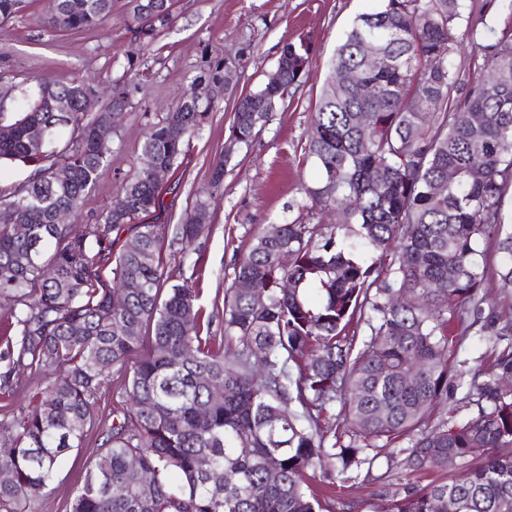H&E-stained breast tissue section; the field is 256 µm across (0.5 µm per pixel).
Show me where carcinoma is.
Masks as SVG:
<instances>
[{
    "instance_id": "obj_1",
    "label": "carcinoma",
    "mask_w": 512,
    "mask_h": 512,
    "mask_svg": "<svg viewBox=\"0 0 512 512\" xmlns=\"http://www.w3.org/2000/svg\"><path fill=\"white\" fill-rule=\"evenodd\" d=\"M355 18L336 49L304 148L319 179L302 187L301 210L340 209L342 224L279 222L255 233L224 289V336L204 330L200 289L164 274L168 228L135 224L140 247L112 255V233L161 205L160 170L170 175L211 102L197 88L150 124L142 168L122 200L95 224H57L77 214L96 186L112 136L110 110L128 104L125 78L113 80L104 111L83 110L94 92L83 78L37 82L22 111L0 112V163L32 173L0 189L13 224H0V303L9 331L0 337V392L27 372L42 378L28 404L0 423V512H33L60 459L81 446L98 420L111 370L125 372L106 439L83 464L69 512H329L307 482L326 468L330 486L373 478L380 455L411 472L462 471L451 479L392 492L390 512H512V326L496 371H475L474 415L448 408V383L464 373L450 361L488 303L481 240H497L500 287L512 289V230L502 206L512 189V24H486L466 0H378ZM130 23L146 45L173 20L171 0H130ZM112 0H56L47 24L91 29ZM465 25L475 47L465 94L458 91V45ZM374 42L381 60L360 51ZM312 48L287 42L277 83L265 81L234 103L230 137L247 148L291 88L307 78ZM373 83V98L348 79ZM64 109H49L50 102ZM73 135L59 139L64 128ZM483 178H472L474 168ZM454 179H448V172ZM175 225L190 244L207 225L197 213ZM290 256L283 264L281 256ZM112 260V278L98 271ZM136 280L123 301L112 295ZM249 281L263 299L236 288ZM415 380L409 381V373ZM340 403L344 425L322 427ZM409 439L411 445L396 444ZM138 467L129 466L131 459ZM279 479L265 494L249 488ZM149 479L152 492L139 488Z\"/></svg>"
}]
</instances>
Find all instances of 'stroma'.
Masks as SVG:
<instances>
[{"mask_svg":"<svg viewBox=\"0 0 512 512\" xmlns=\"http://www.w3.org/2000/svg\"><path fill=\"white\" fill-rule=\"evenodd\" d=\"M127 2L113 0L111 15L97 28L72 30L47 25L50 0H25L18 13L0 23V93L5 96L0 108L16 111L17 99L40 78L54 81L77 73L99 91L125 78L128 105L107 143V165L75 218L87 224L110 210L124 182L139 172L148 126L175 107L192 82H207L211 69L223 64L236 65L235 90L215 92L178 170L162 189L161 207L137 218L141 224L173 226L205 202L207 231L189 245L166 238L163 261L171 279L198 275L199 303L213 319V335L220 337L234 257L270 222L298 218L291 204L300 199L302 184L317 177L315 167L304 161L311 115L337 46L354 18L372 11L376 0H176L173 22L148 46L126 25ZM302 38L314 46L308 79L285 96L251 146L225 168L222 184L211 187L238 94L267 80L282 46ZM131 66L138 74L130 78ZM100 442L93 428L78 451L67 453L37 512H66L84 480L79 460L94 455ZM444 477L441 471L401 472L390 482L358 481L338 494L353 503L352 512H388L390 484L421 487Z\"/></svg>","mask_w":512,"mask_h":512,"instance_id":"1","label":"stroma"}]
</instances>
